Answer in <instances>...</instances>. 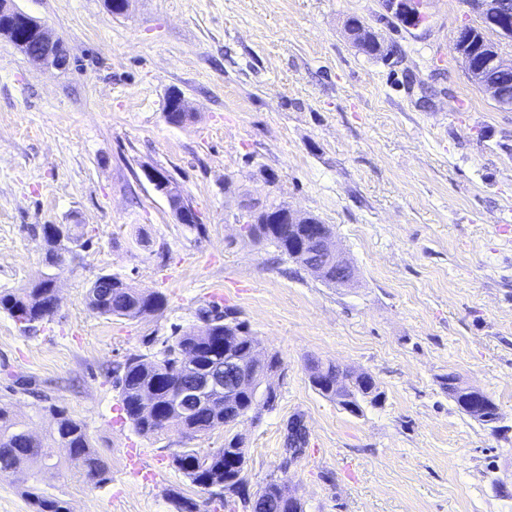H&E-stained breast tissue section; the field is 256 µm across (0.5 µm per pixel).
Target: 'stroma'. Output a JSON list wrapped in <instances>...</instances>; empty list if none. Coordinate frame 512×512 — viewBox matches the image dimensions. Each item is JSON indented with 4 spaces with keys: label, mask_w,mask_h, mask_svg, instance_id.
<instances>
[{
    "label": "stroma",
    "mask_w": 512,
    "mask_h": 512,
    "mask_svg": "<svg viewBox=\"0 0 512 512\" xmlns=\"http://www.w3.org/2000/svg\"><path fill=\"white\" fill-rule=\"evenodd\" d=\"M69 57L42 66L0 38V291L44 270L42 224L81 225L90 247L60 270L59 307L23 332L0 311V403L48 434L43 402L84 423L109 467L41 486L70 512H177L176 499L236 512L172 463L223 447L120 421L112 369L203 309L237 310L284 372L277 402L232 432L250 490L278 475L284 429H309L285 485L306 512H512V109L470 82L454 48L477 24L465 0H421L403 26L383 0H15ZM359 19L389 48L363 54ZM190 115L165 118L170 95ZM199 212L179 224L143 168ZM285 203L331 225L356 270L323 283L241 229L245 206ZM104 273L167 297L145 321L105 318L86 292ZM372 376L363 415L316 392L311 362ZM456 375L498 408L499 430L460 412ZM142 452L148 479L129 472Z\"/></svg>",
    "instance_id": "1"
}]
</instances>
